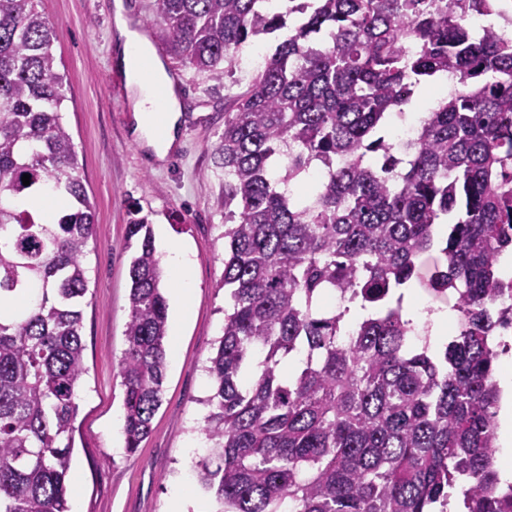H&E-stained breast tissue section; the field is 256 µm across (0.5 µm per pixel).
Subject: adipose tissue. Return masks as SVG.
<instances>
[{"label": "adipose tissue", "mask_w": 512, "mask_h": 512, "mask_svg": "<svg viewBox=\"0 0 512 512\" xmlns=\"http://www.w3.org/2000/svg\"><path fill=\"white\" fill-rule=\"evenodd\" d=\"M123 0L115 3L116 33L122 43L119 63L126 82L134 96L135 131L152 148L156 158H164L176 141L177 123L182 106L173 94L159 96L158 91L167 83L160 62L152 61L150 43L130 29L125 20ZM166 264L178 286L173 301L178 318H185L191 310L194 284L190 276L192 259L180 249L166 251Z\"/></svg>", "instance_id": "obj_1"}]
</instances>
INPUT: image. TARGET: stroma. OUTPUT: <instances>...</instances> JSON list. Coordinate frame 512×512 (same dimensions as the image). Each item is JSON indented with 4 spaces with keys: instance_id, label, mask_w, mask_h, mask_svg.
Masks as SVG:
<instances>
[{
    "instance_id": "obj_1",
    "label": "stroma",
    "mask_w": 512,
    "mask_h": 512,
    "mask_svg": "<svg viewBox=\"0 0 512 512\" xmlns=\"http://www.w3.org/2000/svg\"><path fill=\"white\" fill-rule=\"evenodd\" d=\"M114 0H41L52 24L54 52L67 80L63 122L78 152L80 176L95 209L94 236L84 264L82 308L87 372L78 390L69 499L79 512H167L176 484L195 487L203 512L211 497L198 489L193 465L207 455L200 431L211 392L203 370L224 324V171L219 144L224 101L256 71L253 48L271 55L273 36L239 52L234 80L185 69L180 120L188 132L164 160L153 161L136 139L125 76L116 63ZM140 210L169 245L188 251L195 288L192 313L181 324L176 356L168 357L163 401L151 435L135 454L122 435L124 389L119 363L129 314L128 213Z\"/></svg>"
}]
</instances>
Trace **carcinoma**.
<instances>
[{
	"label": "carcinoma",
	"instance_id": "cac0c4a2",
	"mask_svg": "<svg viewBox=\"0 0 512 512\" xmlns=\"http://www.w3.org/2000/svg\"><path fill=\"white\" fill-rule=\"evenodd\" d=\"M512 0H156L180 66L221 81L240 48L288 36L233 96L224 168L229 309L205 365L212 393L195 468L216 512H512L494 468L496 330L512 307ZM38 0H0V512H71L81 302L94 205L62 121L65 71ZM457 89L388 147L416 88ZM30 175V185L22 183ZM60 199L48 222L24 206ZM447 218V231L436 226ZM122 433L135 452L162 404L168 303L151 224H127ZM438 250L433 290L456 332L412 341L402 288ZM374 315L349 324L328 296Z\"/></svg>",
	"mask_w": 512,
	"mask_h": 512
}]
</instances>
